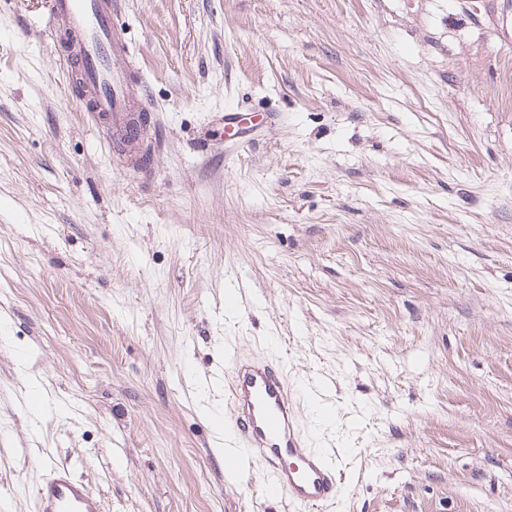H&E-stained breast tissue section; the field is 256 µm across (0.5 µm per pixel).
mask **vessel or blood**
Listing matches in <instances>:
<instances>
[{
	"instance_id": "1",
	"label": "vessel or blood",
	"mask_w": 512,
	"mask_h": 512,
	"mask_svg": "<svg viewBox=\"0 0 512 512\" xmlns=\"http://www.w3.org/2000/svg\"><path fill=\"white\" fill-rule=\"evenodd\" d=\"M117 0H53L49 24H60L73 41L74 62L90 94L88 110L116 127L120 138L138 139L141 113L132 110L139 90L116 64L129 44L114 18ZM228 424L236 446L225 453L231 469L258 462L267 494L284 498L294 512H318L338 490L335 450L312 447L301 432L292 384L283 363L235 360L224 386ZM37 512H101L100 501L70 471L58 468L36 490Z\"/></svg>"
}]
</instances>
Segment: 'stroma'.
Segmentation results:
<instances>
[{
    "label": "stroma",
    "mask_w": 512,
    "mask_h": 512,
    "mask_svg": "<svg viewBox=\"0 0 512 512\" xmlns=\"http://www.w3.org/2000/svg\"><path fill=\"white\" fill-rule=\"evenodd\" d=\"M51 6L0 0V512L59 466L293 512L224 469L229 349L287 364L320 512H512V0H122L121 147Z\"/></svg>",
    "instance_id": "1"
}]
</instances>
